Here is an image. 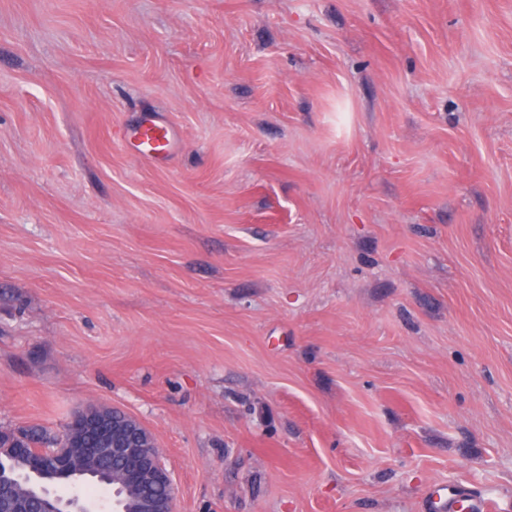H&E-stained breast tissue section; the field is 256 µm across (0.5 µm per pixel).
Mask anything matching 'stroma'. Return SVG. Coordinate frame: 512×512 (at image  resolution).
Masks as SVG:
<instances>
[{
  "label": "stroma",
  "mask_w": 512,
  "mask_h": 512,
  "mask_svg": "<svg viewBox=\"0 0 512 512\" xmlns=\"http://www.w3.org/2000/svg\"><path fill=\"white\" fill-rule=\"evenodd\" d=\"M92 404L174 512H512V0H0V425ZM137 146L142 149L140 152L147 153L155 160H163L172 145V129L155 120L144 122L135 133ZM428 508L435 512H496V501L489 495L471 496L465 503L460 499L456 488L448 487L434 489L428 498Z\"/></svg>",
  "instance_id": "obj_1"
}]
</instances>
